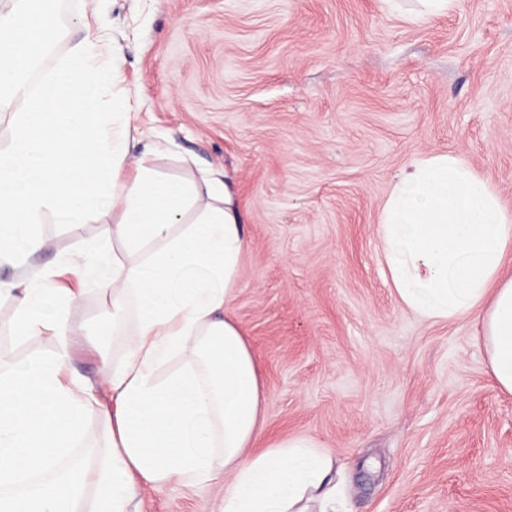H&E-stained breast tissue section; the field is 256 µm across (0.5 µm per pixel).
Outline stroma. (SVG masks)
Listing matches in <instances>:
<instances>
[{
  "mask_svg": "<svg viewBox=\"0 0 512 512\" xmlns=\"http://www.w3.org/2000/svg\"><path fill=\"white\" fill-rule=\"evenodd\" d=\"M48 76L88 35L119 50L93 105L129 112L121 178L224 173L247 242L231 315L260 364L264 448L316 438L343 466L349 512H512V395L487 375L475 317L426 322L381 261L382 206L417 155H460L512 212V0H59ZM119 209L71 226L45 215L40 251L0 282L57 268L80 311L70 370L112 362L98 333L109 290L61 268L111 239ZM97 335L96 344L87 336ZM52 335L0 332V356L50 353ZM219 486L144 489L140 512H213Z\"/></svg>",
  "mask_w": 512,
  "mask_h": 512,
  "instance_id": "35a3bbf8",
  "label": "stroma"
}]
</instances>
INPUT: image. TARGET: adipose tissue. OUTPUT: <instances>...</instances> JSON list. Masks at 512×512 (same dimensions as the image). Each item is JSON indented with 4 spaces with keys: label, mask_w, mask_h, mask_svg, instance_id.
Wrapping results in <instances>:
<instances>
[{
    "label": "adipose tissue",
    "mask_w": 512,
    "mask_h": 512,
    "mask_svg": "<svg viewBox=\"0 0 512 512\" xmlns=\"http://www.w3.org/2000/svg\"><path fill=\"white\" fill-rule=\"evenodd\" d=\"M52 31L30 0H0V112L14 115L0 152V262L39 251L46 214L90 224L111 199L123 220L112 235L143 260H117L109 242L63 260L81 280L112 289L109 401L65 375L75 340L0 368V512H134L143 489L202 486L230 475L215 512H342L341 467L313 438L265 448V392L248 342L230 317L246 242L221 179L166 182L147 167L120 178L127 122L99 124L90 90L108 84L114 56L87 41L41 90L24 81ZM197 217L181 224L186 207ZM181 224L171 234L173 224ZM378 234L402 306L437 322L478 314L488 374L512 394V212L453 153L417 156L385 200ZM54 269L28 276L9 331L40 336L79 312L53 288ZM97 405L102 441L83 445L84 410Z\"/></svg>",
    "instance_id": "obj_1"
}]
</instances>
